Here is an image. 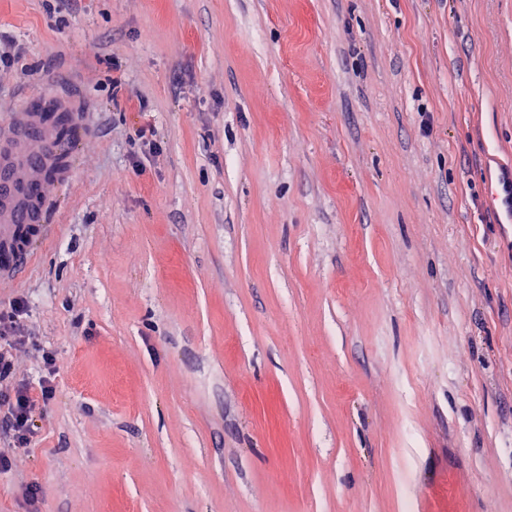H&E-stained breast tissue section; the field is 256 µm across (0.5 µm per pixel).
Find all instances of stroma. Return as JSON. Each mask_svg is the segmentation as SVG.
Returning a JSON list of instances; mask_svg holds the SVG:
<instances>
[{
    "mask_svg": "<svg viewBox=\"0 0 512 512\" xmlns=\"http://www.w3.org/2000/svg\"><path fill=\"white\" fill-rule=\"evenodd\" d=\"M1 51L0 124L47 60L89 115L0 512H512V0H0Z\"/></svg>",
    "mask_w": 512,
    "mask_h": 512,
    "instance_id": "stroma-1",
    "label": "stroma"
}]
</instances>
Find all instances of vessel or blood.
<instances>
[{
  "instance_id": "b4317fda",
  "label": "vessel or blood",
  "mask_w": 512,
  "mask_h": 512,
  "mask_svg": "<svg viewBox=\"0 0 512 512\" xmlns=\"http://www.w3.org/2000/svg\"><path fill=\"white\" fill-rule=\"evenodd\" d=\"M64 111L75 132L85 126V105L73 93L37 92L0 134V281L16 277L26 243L43 233L46 181L55 169L56 144L45 116Z\"/></svg>"
}]
</instances>
